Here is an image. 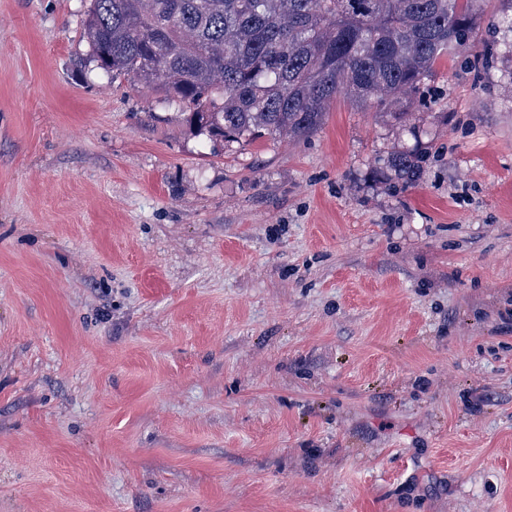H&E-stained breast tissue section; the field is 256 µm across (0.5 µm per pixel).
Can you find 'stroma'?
Returning a JSON list of instances; mask_svg holds the SVG:
<instances>
[{
  "label": "stroma",
  "instance_id": "obj_1",
  "mask_svg": "<svg viewBox=\"0 0 512 512\" xmlns=\"http://www.w3.org/2000/svg\"><path fill=\"white\" fill-rule=\"evenodd\" d=\"M88 7L0 0V512H512V0L417 135L228 146ZM425 160L426 154L421 150H400L391 153L384 160L383 167L379 168L380 171H376L385 181H389V184L394 181L393 188L409 187L421 177Z\"/></svg>",
  "mask_w": 512,
  "mask_h": 512
}]
</instances>
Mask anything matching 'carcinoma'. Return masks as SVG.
<instances>
[{
    "label": "carcinoma",
    "instance_id": "obj_1",
    "mask_svg": "<svg viewBox=\"0 0 512 512\" xmlns=\"http://www.w3.org/2000/svg\"><path fill=\"white\" fill-rule=\"evenodd\" d=\"M480 0H90L89 59L180 107L196 136L234 143L316 132L333 100L412 103L476 36ZM418 149L379 175L409 187Z\"/></svg>",
    "mask_w": 512,
    "mask_h": 512
}]
</instances>
